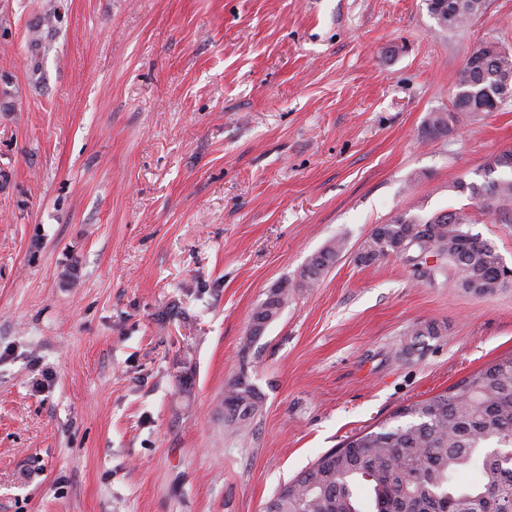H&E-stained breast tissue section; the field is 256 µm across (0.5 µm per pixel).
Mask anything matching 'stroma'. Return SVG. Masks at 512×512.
<instances>
[{"label": "stroma", "instance_id": "35a3bbf8", "mask_svg": "<svg viewBox=\"0 0 512 512\" xmlns=\"http://www.w3.org/2000/svg\"><path fill=\"white\" fill-rule=\"evenodd\" d=\"M491 39L512 49V0L455 32L425 0H0V512H265L512 352V287L357 259L374 225L462 208L512 267V221L455 188L512 147V103L422 134ZM421 323L438 334L405 355ZM242 370L246 429L219 407ZM345 249L346 242L343 238H332L327 241L319 250L309 257L300 274V279L297 283L298 287H316L324 274L334 266ZM290 288H295V284L288 280L277 283L269 290L266 298L253 309L250 318V334L246 337L245 346H252L260 339L267 327L280 317L288 305L291 296ZM224 418L248 428L262 407V397L247 373L242 370L227 383L224 391Z\"/></svg>", "mask_w": 512, "mask_h": 512}]
</instances>
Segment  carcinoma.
<instances>
[{"mask_svg":"<svg viewBox=\"0 0 512 512\" xmlns=\"http://www.w3.org/2000/svg\"><path fill=\"white\" fill-rule=\"evenodd\" d=\"M487 9V0H447L434 11L442 30L457 31ZM483 41L472 54L483 58L476 67L462 66L456 78L452 110L432 112L423 126L428 138L444 137L480 112H495L492 97L512 79V56L498 57ZM481 184L458 182L482 209L512 215V149L485 163ZM463 211H442L429 217L398 215L375 225L362 244L359 260L368 265L401 257L402 247L442 255L439 265L420 276L435 280L453 270L459 286L491 296L512 286L500 254L468 229ZM346 249L332 238L308 259L294 284L281 281L252 311L247 351L277 320L290 289L314 288ZM437 335L432 324L410 331L414 348ZM224 418L248 428L262 407V397L245 371L227 383ZM500 448H512V353L500 356L445 392L399 409L378 429L362 431L321 455L306 471L279 487L265 512H363L361 484L370 491L368 512H508L512 510V460ZM471 471L470 480L463 475Z\"/></svg>","mask_w":512,"mask_h":512,"instance_id":"carcinoma-1","label":"carcinoma"}]
</instances>
